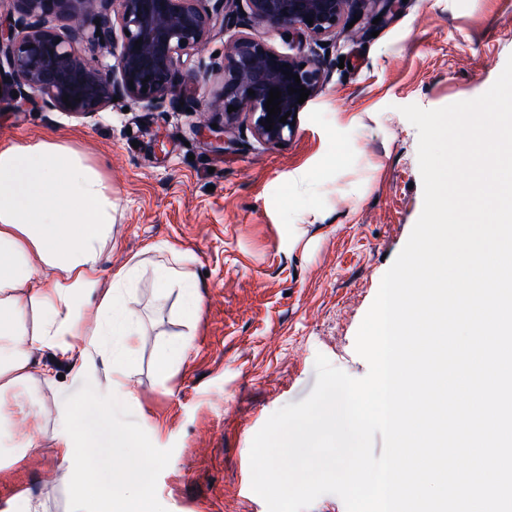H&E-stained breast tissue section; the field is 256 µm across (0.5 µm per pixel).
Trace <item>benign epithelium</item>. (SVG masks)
I'll return each mask as SVG.
<instances>
[{
    "instance_id": "7a95c632",
    "label": "benign epithelium",
    "mask_w": 512,
    "mask_h": 512,
    "mask_svg": "<svg viewBox=\"0 0 512 512\" xmlns=\"http://www.w3.org/2000/svg\"><path fill=\"white\" fill-rule=\"evenodd\" d=\"M10 20L0 24V88H28L48 112L95 115L121 102L159 111L184 94L181 68L208 40L228 27L240 32L225 44L219 62L205 66L203 80L217 74L220 90L210 103L222 125L203 127L221 138L225 126L249 119L268 144L292 135L293 118L304 105L288 88L302 85L313 99L323 82L318 62L277 50L248 29L259 24L336 39V28L352 5L384 16L391 0H12ZM93 17L91 25L86 19ZM313 19L309 24L306 19ZM142 40L137 45L135 41ZM93 52L88 57L85 50ZM289 74H283V71ZM297 74L300 83L291 75ZM281 91V111L268 131L265 104L272 88ZM254 95H249L248 90ZM71 106H66L63 97ZM236 107L228 112V106ZM286 122H280L285 113Z\"/></svg>"
}]
</instances>
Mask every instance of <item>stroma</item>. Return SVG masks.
<instances>
[{"instance_id":"obj_1","label":"stroma","mask_w":512,"mask_h":512,"mask_svg":"<svg viewBox=\"0 0 512 512\" xmlns=\"http://www.w3.org/2000/svg\"><path fill=\"white\" fill-rule=\"evenodd\" d=\"M253 34L312 56L325 81L283 144L237 122L212 144L199 134L218 80L189 86L163 112L114 104L87 118L45 112L35 97L0 94V142L65 135L112 185V246L101 288L131 258L145 268L130 307L143 316L125 380L101 362L57 364L55 390L21 387L0 403V512L28 498L39 512H104L98 484L123 449L147 457L155 512H268L251 489L254 435L305 399L315 359L361 378L358 328L423 208L418 132L401 114L485 93L512 56V0H396L380 22L360 16L335 41ZM351 70L339 69L340 61ZM185 258L204 301L194 323L158 298L152 268L165 246ZM190 339L161 371V354ZM77 413V445L95 478L69 470L59 436Z\"/></svg>"}]
</instances>
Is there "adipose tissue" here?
Listing matches in <instances>:
<instances>
[{"mask_svg": "<svg viewBox=\"0 0 512 512\" xmlns=\"http://www.w3.org/2000/svg\"><path fill=\"white\" fill-rule=\"evenodd\" d=\"M112 186L64 136L0 145V397L17 386L54 389L58 379L36 351L122 370L142 318L130 294L142 267L130 260L100 288L112 241ZM156 292H178L183 315L198 320L202 297L181 255L156 264ZM141 463L113 450L104 491L113 512H152Z\"/></svg>", "mask_w": 512, "mask_h": 512, "instance_id": "ef3b65f1", "label": "adipose tissue"}]
</instances>
